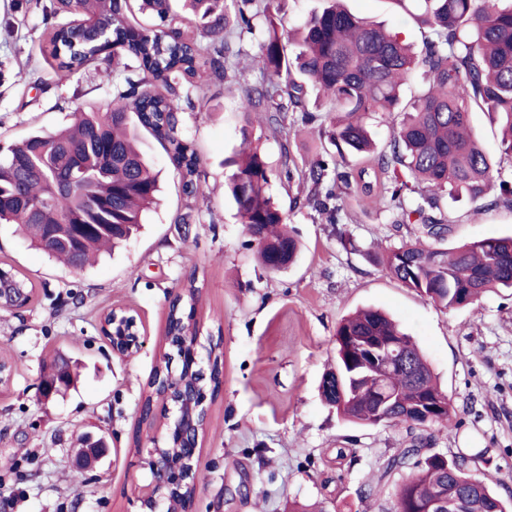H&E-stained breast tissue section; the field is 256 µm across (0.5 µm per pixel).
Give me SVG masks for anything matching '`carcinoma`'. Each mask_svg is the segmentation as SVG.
Returning a JSON list of instances; mask_svg holds the SVG:
<instances>
[{
	"label": "carcinoma",
	"mask_w": 512,
	"mask_h": 512,
	"mask_svg": "<svg viewBox=\"0 0 512 512\" xmlns=\"http://www.w3.org/2000/svg\"><path fill=\"white\" fill-rule=\"evenodd\" d=\"M201 23L204 43L189 34L187 17L171 0H55L53 14L68 21L52 28L46 63L71 70L126 58L131 64L113 82L112 107H76L73 126L35 131L0 150V224H15L48 257L83 270L104 247L134 237L143 214L156 203L159 184L141 153L139 130L151 132L166 150L191 200L179 224L199 221L203 171L192 144L180 132L181 100L206 82L221 83L236 71L244 43L258 26L265 36L255 57L261 80L242 88L238 107L263 115L270 130L288 132L293 121L312 124L328 113L322 154L301 173L304 197L330 224L343 223L345 197L360 188L362 206L388 200L395 223L419 224L422 236L381 254L379 265L404 286L447 309L474 305L488 292L512 288V237L475 240L454 248L444 240L445 197H465L487 209H512V189L493 192L501 161L479 143L470 110L489 113L502 130V154L512 156V2L503 0H395L429 29L422 47L356 16L343 0L284 29L276 0H184ZM424 84L408 101L403 86L416 74ZM390 121L392 133L378 151L370 119ZM350 157H367L357 171L339 168ZM227 190L240 223L264 268L288 269L298 244L287 217L269 194L272 170L242 129V147L229 161ZM57 233L47 242L48 229ZM167 335H198L197 322L178 307L168 314ZM399 344L386 367L358 370L355 349L336 344V366L322 384L326 402L359 425L386 423L405 429L410 446L398 448L377 470L380 484L404 473L395 486L396 510L416 512L439 497L458 502L455 512H509L508 506L470 468L471 458L409 466L425 446L414 434L422 425L412 413L421 395L444 398L436 423L453 431L456 408L447 401L411 338L381 311L367 308L342 319L336 337Z\"/></svg>",
	"instance_id": "obj_1"
}]
</instances>
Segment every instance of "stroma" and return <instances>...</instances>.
Wrapping results in <instances>:
<instances>
[{"mask_svg": "<svg viewBox=\"0 0 512 512\" xmlns=\"http://www.w3.org/2000/svg\"><path fill=\"white\" fill-rule=\"evenodd\" d=\"M54 0H0V148L36 130L53 131L76 107L112 102L111 62L69 73L51 69L41 53L60 20ZM355 15L384 25L414 45L425 30L394 0H346ZM257 71H237L213 100L182 106V131L201 161L202 219L182 235L175 222L187 198L160 142L141 132L140 148L159 174L156 206L135 237L81 271L49 258L0 224V266L12 265L33 283L24 308L0 313V359L13 368L0 384V512H148L142 500L152 475V441H164V419L139 425L152 377L169 352L170 302L196 280L201 296L199 364H217L221 385L207 397V419L194 463L205 480L192 512H394L393 489L360 497L377 463L406 447L405 430L341 419L321 393L336 356L338 322L362 307L388 314L419 346L441 390L457 409L458 425L419 429L428 453L466 451L502 498L512 497V290L480 303L447 309L406 288L378 264L384 249L418 235L386 209L350 202V218L329 224L295 203L297 182L273 179L271 194L300 243L296 263L262 269L224 193L225 159L250 127L274 170L300 173L316 159L317 128L289 126L273 134L260 119L238 112L241 86ZM446 245L512 236V210L484 211L451 200ZM111 308L135 316L143 341L133 357L113 354L101 333ZM58 355L77 363V383L65 396H39L46 364ZM106 439L101 461L77 466V440Z\"/></svg>", "mask_w": 512, "mask_h": 512, "instance_id": "35a3bbf8", "label": "stroma"}]
</instances>
